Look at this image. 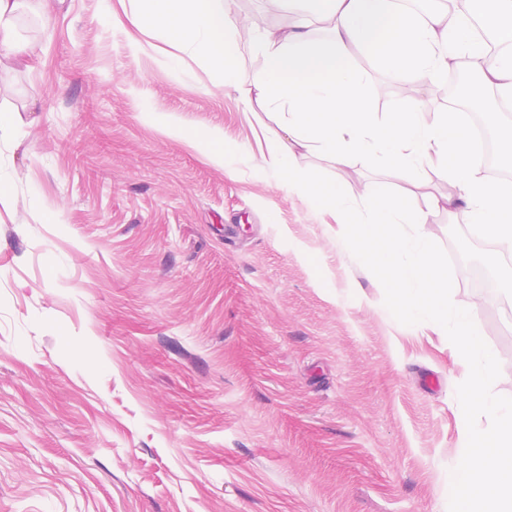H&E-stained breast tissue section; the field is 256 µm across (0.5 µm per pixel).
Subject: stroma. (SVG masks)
<instances>
[{"instance_id":"stroma-1","label":"stroma","mask_w":512,"mask_h":512,"mask_svg":"<svg viewBox=\"0 0 512 512\" xmlns=\"http://www.w3.org/2000/svg\"><path fill=\"white\" fill-rule=\"evenodd\" d=\"M21 10L22 62L0 64V512H448L461 451L447 337L392 321L336 221L264 158L282 134L251 101L260 36L287 4L234 0L238 79L166 63L161 34L113 26L120 0ZM377 120L448 112L442 83L354 51ZM220 131L219 167L151 121ZM316 182L376 187L427 212L512 395V247L434 210V173L314 151ZM236 234L225 239L224 227Z\"/></svg>"}]
</instances>
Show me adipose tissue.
Wrapping results in <instances>:
<instances>
[{"mask_svg": "<svg viewBox=\"0 0 512 512\" xmlns=\"http://www.w3.org/2000/svg\"><path fill=\"white\" fill-rule=\"evenodd\" d=\"M232 0H137L118 23L123 28L163 33L169 64L185 58L217 71L224 85L235 77L239 23ZM318 17L333 28L330 41L309 44L305 21L288 32L266 33V66L250 83L269 122L286 135L270 154L285 169L295 192L321 199L329 209L350 212L352 203L335 187L316 184L296 162L295 147L316 151L340 168L370 159L394 170L433 171L453 191L449 208L469 211L479 234L512 245V190L488 182L467 127L456 115L425 122L420 113L396 112L375 121L366 102V77L349 64L363 49L387 68L426 84L448 75L454 59L468 58L483 86L512 101V49L488 56L466 14L415 11L399 0H315Z\"/></svg>", "mask_w": 512, "mask_h": 512, "instance_id": "obj_1", "label": "adipose tissue"}]
</instances>
